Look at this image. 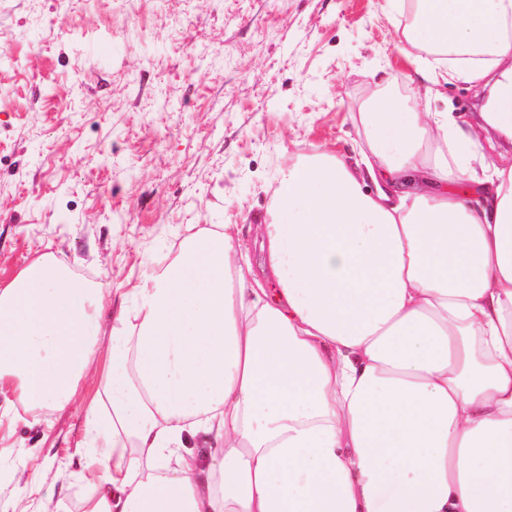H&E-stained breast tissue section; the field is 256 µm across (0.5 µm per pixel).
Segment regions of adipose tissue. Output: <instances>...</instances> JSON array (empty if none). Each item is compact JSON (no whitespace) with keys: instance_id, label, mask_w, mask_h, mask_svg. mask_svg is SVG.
I'll return each mask as SVG.
<instances>
[{"instance_id":"1","label":"adipose tissue","mask_w":512,"mask_h":512,"mask_svg":"<svg viewBox=\"0 0 512 512\" xmlns=\"http://www.w3.org/2000/svg\"><path fill=\"white\" fill-rule=\"evenodd\" d=\"M425 85L495 75L512 140V0H391ZM360 159L282 169L261 227L200 228L120 307L42 256L0 289V392L63 410L80 384L82 512H512V161L376 85ZM375 192H367V182ZM212 436L209 460L184 432Z\"/></svg>"}]
</instances>
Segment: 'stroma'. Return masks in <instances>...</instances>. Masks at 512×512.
<instances>
[{
    "label": "stroma",
    "instance_id": "35a3bbf8",
    "mask_svg": "<svg viewBox=\"0 0 512 512\" xmlns=\"http://www.w3.org/2000/svg\"><path fill=\"white\" fill-rule=\"evenodd\" d=\"M389 0H0V288L53 254L114 288L142 281L193 225L254 237L281 169L358 157L359 108L390 77L420 112H450L488 154L483 85L452 74L412 92ZM81 409L0 417V498L17 467L77 504Z\"/></svg>",
    "mask_w": 512,
    "mask_h": 512
}]
</instances>
